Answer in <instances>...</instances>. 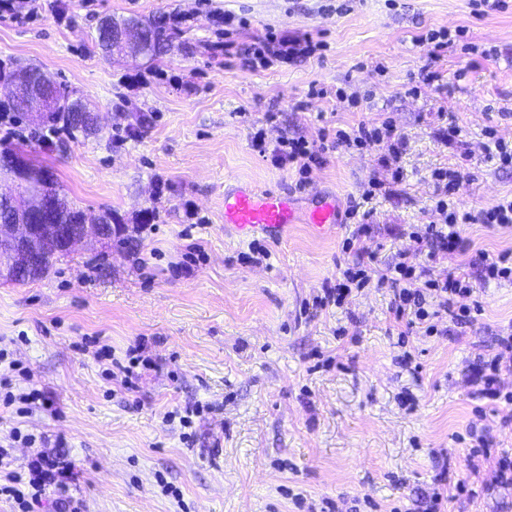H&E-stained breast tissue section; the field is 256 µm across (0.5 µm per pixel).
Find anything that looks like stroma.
Here are the masks:
<instances>
[{
    "label": "stroma",
    "mask_w": 512,
    "mask_h": 512,
    "mask_svg": "<svg viewBox=\"0 0 512 512\" xmlns=\"http://www.w3.org/2000/svg\"><path fill=\"white\" fill-rule=\"evenodd\" d=\"M322 0H60L25 23L0 18V69L38 67L99 114L103 131L47 137L30 113L16 112L25 135L18 156L48 169L60 194L87 221L111 211L118 238L85 241L49 274L19 285L0 278V351L24 368L15 392L38 390L28 413L0 404V439L20 442L6 473L52 453L74 466L67 496L80 512H424L429 495L468 480L473 498L450 512H512V488L481 464L471 472L472 427L512 454V403L473 398L470 377L494 354L507 370L500 330L512 329V284L480 285L481 310L439 335L400 332L389 320L391 295L369 287L341 309L305 311L343 263L353 227L319 231L305 218L321 201L345 210L369 180L384 186L367 205L379 277L411 248L410 225L431 221L439 167L465 165L470 178L456 201L489 208L512 195V169L486 159L484 130L512 141V5L476 16L474 0H352L322 16ZM246 24L230 30L212 13ZM177 13L157 59L132 50L104 58L95 38L107 16L143 23ZM465 27L486 50L468 59L439 50L440 85L418 79L423 51L414 38L438 27ZM311 34L327 50L295 65L248 68L237 46L266 31ZM326 89L309 97L311 87ZM346 101H337L336 89ZM275 113L266 121V113ZM390 120L405 139L402 180L377 152L327 151L305 189L295 165L253 151L250 134L270 141L314 137L320 122L342 129ZM457 121L461 144L442 129ZM136 137L116 141L126 127ZM248 183L288 194L297 223L280 234L239 237L224 224V192ZM463 253L442 267L478 277L475 260L512 253V228L468 224ZM270 252L243 262L252 241ZM202 251L186 258V246ZM109 345L151 358L125 388ZM204 408L191 427L170 419L186 405Z\"/></svg>",
    "instance_id": "35a3bbf8"
}]
</instances>
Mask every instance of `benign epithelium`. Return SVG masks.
I'll return each mask as SVG.
<instances>
[{
    "label": "benign epithelium",
    "instance_id": "obj_1",
    "mask_svg": "<svg viewBox=\"0 0 512 512\" xmlns=\"http://www.w3.org/2000/svg\"><path fill=\"white\" fill-rule=\"evenodd\" d=\"M140 30L133 25L122 26L112 30V45L126 46L144 55L150 54L149 47L138 37ZM31 71H20L16 86V97L28 108L32 103L40 106L34 114L40 119L41 113L55 103L56 83L40 80L37 83L29 78ZM12 168L15 176L12 180L21 185L28 176H33L45 184L52 183L51 175L44 169H30L29 163L16 156ZM57 204V198L47 192L35 191L24 203L22 214L11 224H0V267L13 265L30 266L43 258L39 244L41 242H59L70 250L79 242L95 239L99 242L112 239V231L104 226L102 220L93 224H81L76 228L68 224H49L47 217L50 206Z\"/></svg>",
    "mask_w": 512,
    "mask_h": 512
}]
</instances>
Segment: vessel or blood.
Returning a JSON list of instances; mask_svg holds the SVG:
<instances>
[{
	"label": "vessel or blood",
	"mask_w": 512,
	"mask_h": 512,
	"mask_svg": "<svg viewBox=\"0 0 512 512\" xmlns=\"http://www.w3.org/2000/svg\"><path fill=\"white\" fill-rule=\"evenodd\" d=\"M296 214L287 196L240 185L224 193V222L240 235L268 234L295 223Z\"/></svg>",
	"instance_id": "obj_1"
}]
</instances>
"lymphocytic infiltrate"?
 Here are the masks:
<instances>
[{"label":"lymphocytic infiltrate","mask_w":512,"mask_h":512,"mask_svg":"<svg viewBox=\"0 0 512 512\" xmlns=\"http://www.w3.org/2000/svg\"><path fill=\"white\" fill-rule=\"evenodd\" d=\"M319 48L310 35L290 36L267 32L263 39L245 48L248 67L270 68L276 65L294 64L315 56ZM252 147L259 156L276 164L297 166L300 175H308L319 166L323 154L328 150L378 148L379 163L391 169L394 179H402L400 165L404 142L390 121L376 124L360 122L352 130L320 127L314 139L287 138L269 144L263 132H255ZM469 174L461 167L435 169L432 179L435 185L433 211L437 218L421 228H412L410 237L414 249L399 253L394 265L387 268L378 279H371L367 266L376 258L366 203L382 188L381 183L369 181L359 196L350 198L346 210L347 219L356 223V228L343 243L344 251L353 253L354 260L341 268L335 280L327 282L323 293L317 297L318 306L343 307L354 292L370 285L388 289L392 299L388 308L391 320L396 325L413 326L423 324L430 318L448 317L451 321L466 324L471 322V310L456 305L459 297L472 295L476 283L469 276L457 271H444L431 275L433 264L444 255L465 249L462 228L467 224H489L506 227L512 225V198L502 199L495 206L479 210L459 209L454 196ZM425 277L424 287H417L418 277ZM28 479L12 477L9 485L0 486V495L11 497L21 512H32L47 492L60 494L66 490L73 477L70 464L58 458L41 455L28 465Z\"/></svg>","instance_id":"1"}]
</instances>
